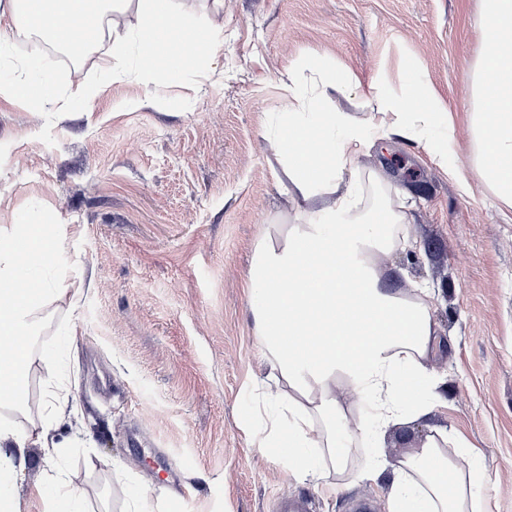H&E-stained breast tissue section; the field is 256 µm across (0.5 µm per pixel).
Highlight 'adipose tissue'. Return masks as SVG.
I'll return each instance as SVG.
<instances>
[{"mask_svg": "<svg viewBox=\"0 0 512 512\" xmlns=\"http://www.w3.org/2000/svg\"><path fill=\"white\" fill-rule=\"evenodd\" d=\"M115 6V0H0V44L17 33L37 34L78 57L90 45L82 28L88 20L93 29H106L116 48L134 42L141 67L163 83L175 81L203 48L221 45L219 30L198 25L175 0H138L141 20L130 34L104 26ZM480 27L484 46L473 93L482 177L512 210V0H481ZM368 93L379 103L378 115L359 123L308 104L301 91L289 88L275 150L304 205L283 243L258 245L248 275L256 332L281 383L268 428L274 435L287 429L289 469L318 481L323 475L313 449H327L331 462L341 463L344 448L362 432L345 414L343 391L369 397L373 434L380 438L403 417L424 416L437 388L424 365L437 339L432 289L420 285L404 296L381 286L386 269L380 255L410 243L399 233L410 221L408 212L386 199L374 210L360 209L355 167L368 144L392 132L427 136L430 155L447 163L454 127L441 122L426 85L398 94L373 83ZM0 96L21 99L33 112L60 101L54 73L40 57L1 78ZM60 256L59 240L43 225L0 226V512H20L14 479L26 466L25 450L48 445V423L22 432L3 416L25 405L27 342L48 297L82 291L73 283L45 284L35 292L15 285ZM444 441L443 434H428L402 461L388 512H476L473 487L482 467L470 453L449 456Z\"/></svg>", "mask_w": 512, "mask_h": 512, "instance_id": "1", "label": "adipose tissue"}]
</instances>
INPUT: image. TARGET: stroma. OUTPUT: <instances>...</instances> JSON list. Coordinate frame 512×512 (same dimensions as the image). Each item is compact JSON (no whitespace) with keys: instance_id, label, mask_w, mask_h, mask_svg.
Wrapping results in <instances>:
<instances>
[{"instance_id":"stroma-1","label":"stroma","mask_w":512,"mask_h":512,"mask_svg":"<svg viewBox=\"0 0 512 512\" xmlns=\"http://www.w3.org/2000/svg\"><path fill=\"white\" fill-rule=\"evenodd\" d=\"M192 10L224 44L162 101L147 96L155 77L135 51L113 60L108 41L51 62L60 93L98 85L92 102L33 112L0 97V225L58 235L62 259L44 280L84 285L78 300H48L31 340V411L13 414L15 426L44 417L45 352L57 354L69 405L51 432L54 469L35 446L14 481L22 512H43L37 487L57 470L87 512H128L136 488L149 512H272L287 494L314 512L359 500L387 512L394 469L435 429L481 458L486 512H512V212L482 178L469 121L480 0H224L218 13L194 0ZM339 67L356 85L319 99L316 70ZM374 80L398 93L428 83L454 123L450 166L422 138L395 134L357 163L360 176L385 173L388 198L413 204L412 244L385 261L397 285L436 293L427 369L440 396L379 445L354 443L342 469L326 465L335 488L319 493L249 425L270 366L244 282L257 244L281 242L302 203L272 147L285 86L362 122L377 107L365 93Z\"/></svg>"}]
</instances>
